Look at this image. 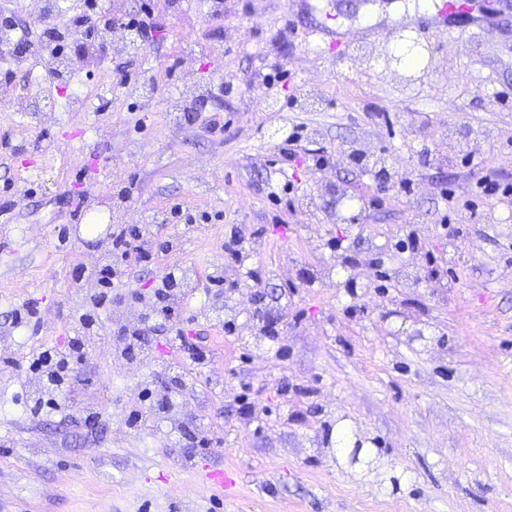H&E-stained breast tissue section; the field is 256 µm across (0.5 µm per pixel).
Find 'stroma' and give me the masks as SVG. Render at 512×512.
Wrapping results in <instances>:
<instances>
[{
  "label": "stroma",
  "instance_id": "stroma-1",
  "mask_svg": "<svg viewBox=\"0 0 512 512\" xmlns=\"http://www.w3.org/2000/svg\"><path fill=\"white\" fill-rule=\"evenodd\" d=\"M147 2L158 25L139 53L70 78L0 55L29 102L0 106V206L28 190L0 223L14 362L0 365V512H512V199L472 191L482 175L512 185V109L496 101L512 95V9L475 8L452 34L423 24L419 0H223L219 15L212 0ZM79 6L58 0L47 24L0 0L33 42L52 24L68 35ZM329 15L349 46H312ZM402 33L428 51L409 72L385 62ZM144 81L150 97L71 109ZM191 87L202 96L175 110ZM105 173L109 199L72 222ZM448 188L467 206L450 208ZM177 205L207 230L170 249ZM110 224L154 242L128 271L150 359L113 362V311L93 308L99 339L32 415L23 366L66 345L74 273ZM238 228L257 244L229 292L212 278ZM172 265L201 281L176 304L153 294ZM25 307L35 318L14 326ZM174 327L208 360L176 398L181 429L129 428L142 390L184 360ZM215 469L234 481L220 496Z\"/></svg>",
  "mask_w": 512,
  "mask_h": 512
}]
</instances>
